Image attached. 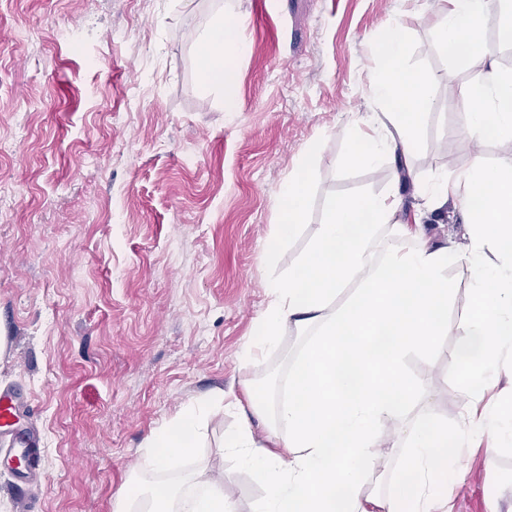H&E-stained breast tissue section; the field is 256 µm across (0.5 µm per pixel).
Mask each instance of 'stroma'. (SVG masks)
Here are the masks:
<instances>
[{
  "mask_svg": "<svg viewBox=\"0 0 512 512\" xmlns=\"http://www.w3.org/2000/svg\"><path fill=\"white\" fill-rule=\"evenodd\" d=\"M221 13L246 51L219 92L201 85L194 37ZM392 22L407 31V66L435 76L433 107L411 152L355 167L353 134L372 120L395 133L370 91ZM439 23L432 0H0V389L24 397L0 428V512H113L131 479L177 483L195 468L223 473L239 512H253L263 485L223 449L233 407L210 420L194 463L146 468V445L183 406L221 392L266 381L277 403L302 336L284 331L256 364L240 354L268 283L300 262L335 201L389 195L408 221L420 189L474 152L512 168V140L464 135L456 93L487 61L512 72V45L491 29L481 57L455 59ZM116 28L129 40L112 41ZM71 29L81 39L62 41ZM301 166L305 222L267 257L275 192ZM467 229L451 205L423 224L433 246L465 243ZM447 275V333L402 373L439 384L431 406L452 429L466 397L449 360L473 301L467 269ZM17 434L40 444L35 477L12 463ZM463 454L469 474L448 512H506L497 490L512 483V452Z\"/></svg>",
  "mask_w": 512,
  "mask_h": 512,
  "instance_id": "1",
  "label": "stroma"
}]
</instances>
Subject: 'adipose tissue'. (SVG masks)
<instances>
[{
    "mask_svg": "<svg viewBox=\"0 0 512 512\" xmlns=\"http://www.w3.org/2000/svg\"><path fill=\"white\" fill-rule=\"evenodd\" d=\"M438 36L457 58L481 55L484 34L496 29L512 42V0H437ZM406 32L388 26L380 38L382 62L371 92L390 106L399 140L381 130L353 138L348 161L378 166L391 151H410L421 117L432 105L433 75L408 69ZM198 66L206 86L224 85L226 67L242 51L237 25L217 17L198 36ZM472 103L465 135L473 140H512V75L488 66L484 80L462 90ZM432 209L454 204L470 223L466 245L430 247L423 237V211L413 225L399 224L390 197H350L328 211L309 250L285 278L270 283L271 300L255 321V340L241 353L254 363L276 349L285 327L305 342L292 361L276 406L264 392L246 388L240 423L224 438V450L257 474L264 495L254 512H431L433 499H447L449 484L468 474L450 443L471 439L489 454L512 447V413L477 409L475 401L512 383V169L475 158L455 179H440L425 191ZM279 223L266 242L275 255L298 233L307 209L303 174L278 189ZM397 228L408 247L385 249L374 258L383 229ZM467 267L477 308L459 324L451 361L472 400L461 428L431 419L430 389L396 375L410 355L433 351L447 327L454 290L448 266ZM354 292L335 298L348 283ZM204 404L186 406L159 428L146 459L157 470L194 453L207 427ZM386 466L376 470L377 458ZM373 476L375 488L364 491ZM113 512H238L224 492L222 476L195 470L179 486L133 481Z\"/></svg>",
    "mask_w": 512,
    "mask_h": 512,
    "instance_id": "adipose-tissue-1",
    "label": "adipose tissue"
}]
</instances>
